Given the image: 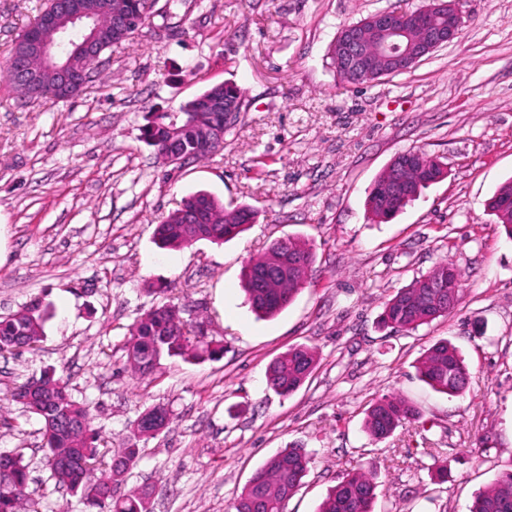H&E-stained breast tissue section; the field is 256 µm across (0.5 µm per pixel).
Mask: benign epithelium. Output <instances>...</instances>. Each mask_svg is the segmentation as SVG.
<instances>
[{"label": "benign epithelium", "mask_w": 512, "mask_h": 512, "mask_svg": "<svg viewBox=\"0 0 512 512\" xmlns=\"http://www.w3.org/2000/svg\"><path fill=\"white\" fill-rule=\"evenodd\" d=\"M414 13L379 11L359 24L345 28L337 49L336 66L349 81L361 84L380 73L406 72L421 59L455 39L463 24L458 0H448V23L436 22L437 3ZM101 12L112 15V30L126 33L139 23L123 0H96L87 7L82 0H68L59 11L40 16L37 24L23 35L22 45L13 54L16 71L15 91L19 96L44 97L43 74L52 71L57 83L55 101L66 100L82 88L89 69L100 58L99 43L85 38L78 47L82 65L62 61L56 52L57 40L69 33L87 29Z\"/></svg>", "instance_id": "7a95c632"}]
</instances>
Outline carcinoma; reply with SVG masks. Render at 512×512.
Returning <instances> with one entry per match:
<instances>
[{
	"instance_id": "1",
	"label": "carcinoma",
	"mask_w": 512,
	"mask_h": 512,
	"mask_svg": "<svg viewBox=\"0 0 512 512\" xmlns=\"http://www.w3.org/2000/svg\"><path fill=\"white\" fill-rule=\"evenodd\" d=\"M101 51H106L134 38L132 34L118 36L112 32L107 17L97 20ZM224 98L235 105L234 120L246 111L247 103L242 88L226 83ZM193 102L181 106L179 150L183 161L177 164L202 162L212 154L196 151L197 142L208 131L211 113L193 112ZM172 116L169 112H151L142 127V138L160 154L171 139ZM426 168L416 165L405 172L406 194L400 203H394L380 194L381 187L391 178L393 170L386 168L378 176L377 186L366 198L368 213L378 221H387L401 212L419 196L438 172L439 160L424 155ZM196 208L202 220L198 224H184L179 209L171 212L156 226L155 237L159 247L187 248L193 239L207 240L221 245L244 232L255 220V211L242 205L226 208L208 193H195L184 198L180 209ZM314 263L312 245L298 238L275 240L262 255L249 259L242 271L241 283L246 300L259 317L271 318L285 309L294 299ZM454 263L445 260L431 271L414 279L389 299L381 313V323L396 331H414L451 310L438 312L418 304L419 297L431 291L448 296V289L426 287L428 283H448V267ZM30 315L0 316V354H15L22 349H33L44 337L47 314L41 302L29 306ZM223 348L205 342L179 316V308L170 302L145 311L137 319L125 343L126 365L137 378L150 375L167 358H200L219 356ZM313 349L296 346L276 357L266 371L268 385L287 395L296 391L316 368ZM420 378L433 390L449 396L463 392L470 373L458 349L447 339L430 346L418 367ZM59 388L44 402L47 414L33 408L28 411L43 422V441L48 448L45 465L56 482L67 486L91 508L106 512H145L141 496H117L115 487L124 481L139 455L140 442L148 434L132 432L121 447L111 449L100 432L93 428L89 409L72 399L68 384L58 379ZM419 412L405 399L397 396L378 398L366 410L365 426L377 440L389 437L406 422L418 418ZM311 457L304 448L289 447L271 456L237 496L235 512H286L288 500L303 484L309 471ZM29 473L20 454H0V512H24L29 502ZM377 483L371 472L352 469L343 474L322 502L319 512H374ZM470 512H512V468L502 471L494 484L473 499Z\"/></svg>"
}]
</instances>
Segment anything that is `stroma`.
I'll use <instances>...</instances> for the list:
<instances>
[{
  "label": "stroma",
  "mask_w": 512,
  "mask_h": 512,
  "mask_svg": "<svg viewBox=\"0 0 512 512\" xmlns=\"http://www.w3.org/2000/svg\"><path fill=\"white\" fill-rule=\"evenodd\" d=\"M41 3L0 0V68ZM421 3L156 0L150 24L105 52L73 99L28 104L0 81V315L35 300L50 312L36 349L0 356V453L22 454L35 512H90L45 469L40 419L9 399L48 369L113 446L146 410H169L119 488L149 489V512H233L266 460L295 445L312 462L287 512H318L357 468L376 477L375 512H469L512 467V239L487 208L512 179V0H459L457 38L368 85L340 82L328 55L342 27ZM224 82L248 107L223 151L165 165L141 139L146 114ZM409 150L438 157L444 177L392 220H372L371 186ZM199 191L253 207L255 224L221 245L158 248L156 225ZM287 236L312 244L313 268L285 310L257 318L242 267ZM445 258L463 274L455 310L409 333L381 327L385 302ZM168 299L223 355L131 377V327ZM441 339L469 367L463 394L417 376ZM297 345L318 364L282 396L266 370ZM384 395L420 418L377 441L366 410Z\"/></svg>",
  "instance_id": "1"
}]
</instances>
